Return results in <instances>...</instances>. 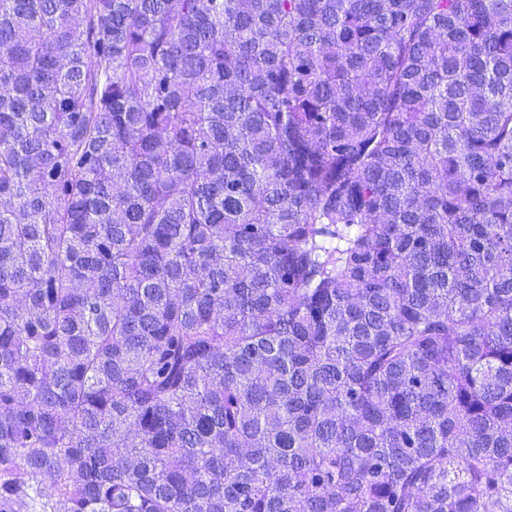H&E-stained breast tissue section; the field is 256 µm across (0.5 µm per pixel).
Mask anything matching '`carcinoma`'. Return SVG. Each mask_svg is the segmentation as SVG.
<instances>
[{"instance_id":"carcinoma-1","label":"carcinoma","mask_w":512,"mask_h":512,"mask_svg":"<svg viewBox=\"0 0 512 512\" xmlns=\"http://www.w3.org/2000/svg\"><path fill=\"white\" fill-rule=\"evenodd\" d=\"M512 512V0H0V512Z\"/></svg>"}]
</instances>
